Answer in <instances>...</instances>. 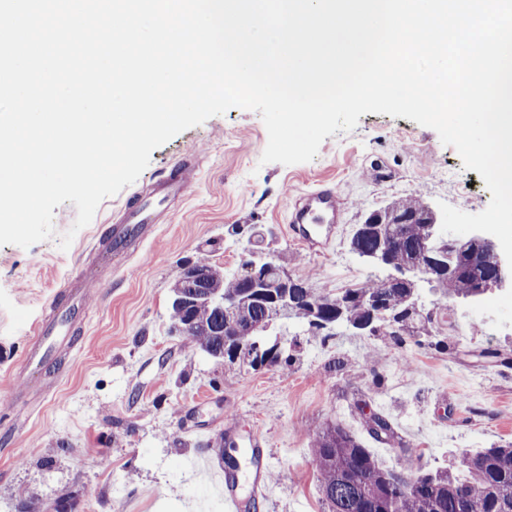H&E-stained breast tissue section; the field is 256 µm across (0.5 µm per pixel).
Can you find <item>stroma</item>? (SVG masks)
<instances>
[{
  "label": "stroma",
  "instance_id": "stroma-1",
  "mask_svg": "<svg viewBox=\"0 0 512 512\" xmlns=\"http://www.w3.org/2000/svg\"><path fill=\"white\" fill-rule=\"evenodd\" d=\"M268 134L260 112L233 107L153 150L133 186L104 199L69 249L60 237L77 210H54L55 235L29 248L0 246V512L54 504L71 496L79 512H224L196 462L209 441L226 459L252 434L265 440L269 490L250 512H323L311 452L312 432L335 423L386 465L456 469L465 454L512 440V367L480 358L484 348L512 358V322L499 316L512 292L479 300L425 293L437 350L407 342L377 344L365 333L328 343L283 324L296 340L288 368H251L211 358L170 331V291L186 263L199 260L233 273L248 249L284 254L287 270L316 292L333 295L361 284L374 268L355 260L349 241L367 212L409 197L445 202L476 214L491 194L479 173L464 169L437 132L404 117L366 113L349 133L321 143L313 160L262 163ZM202 159L188 192L124 267L90 259L133 189L159 178L193 150ZM334 185L343 202L331 248L304 250L286 233L296 197ZM242 234L229 236L232 225ZM99 272L90 318L76 327L71 349L51 366L24 369L18 358L60 285L83 266ZM346 369L335 372V358ZM46 377L52 390L28 406L9 404L26 377ZM377 411L399 443L373 441L363 417Z\"/></svg>",
  "mask_w": 512,
  "mask_h": 512
}]
</instances>
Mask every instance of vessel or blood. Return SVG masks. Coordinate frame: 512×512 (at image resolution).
Here are the masks:
<instances>
[{"mask_svg":"<svg viewBox=\"0 0 512 512\" xmlns=\"http://www.w3.org/2000/svg\"><path fill=\"white\" fill-rule=\"evenodd\" d=\"M199 152L177 160L167 174L146 191H137L121 206L110 236L96 237L97 253H111L113 261H121L134 249L151 228L162 223L171 200L182 197L192 184L197 171ZM342 209V200L335 188L322 185L296 199L287 224L289 234L298 239L309 252L318 253L328 245ZM98 284L87 272H79L63 285L52 302V317L39 321L23 353L25 366H44L55 361L58 353L71 344V321L74 315L86 312V301ZM244 468L234 472L220 465L217 455L206 452L205 458L219 473V488L224 512H242L241 485H248L253 497L266 496L269 460L264 441L252 435L238 444Z\"/></svg>","mask_w":512,"mask_h":512,"instance_id":"1","label":"vessel or blood"}]
</instances>
